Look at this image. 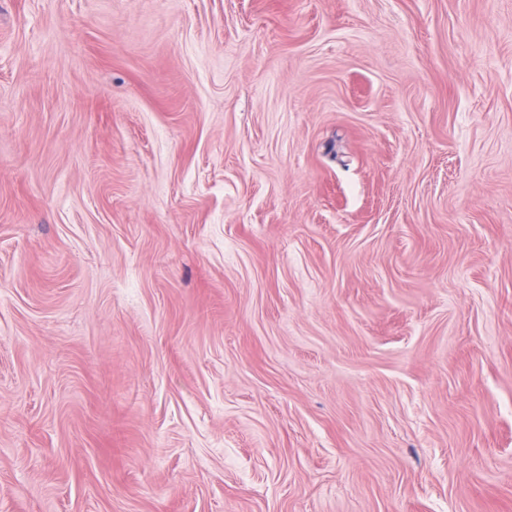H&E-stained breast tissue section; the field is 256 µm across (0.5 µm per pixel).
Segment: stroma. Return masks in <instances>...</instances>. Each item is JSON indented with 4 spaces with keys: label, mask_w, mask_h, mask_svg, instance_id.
Listing matches in <instances>:
<instances>
[{
    "label": "stroma",
    "mask_w": 512,
    "mask_h": 512,
    "mask_svg": "<svg viewBox=\"0 0 512 512\" xmlns=\"http://www.w3.org/2000/svg\"><path fill=\"white\" fill-rule=\"evenodd\" d=\"M0 512H512V0H0Z\"/></svg>",
    "instance_id": "35a3bbf8"
}]
</instances>
